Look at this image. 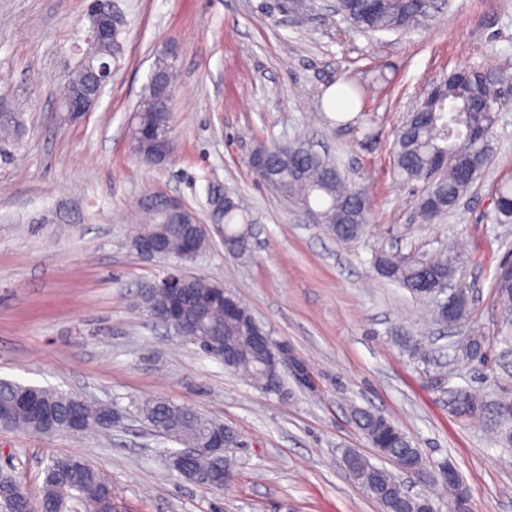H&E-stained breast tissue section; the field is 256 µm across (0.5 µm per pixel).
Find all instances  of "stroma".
<instances>
[{"instance_id":"35a3bbf8","label":"stroma","mask_w":512,"mask_h":512,"mask_svg":"<svg viewBox=\"0 0 512 512\" xmlns=\"http://www.w3.org/2000/svg\"><path fill=\"white\" fill-rule=\"evenodd\" d=\"M127 19L122 57L92 111L62 112L72 69L88 47L89 0H0V99L23 132L0 160V378L111 405L105 435L45 437L0 430V471L38 497L42 471L77 456L112 485L116 512H380L349 476L353 450L382 465L352 411L398 425L429 469L448 463L469 512H512V352L501 340L493 278L512 253V224L496 221L495 187L512 181V106L500 112L491 160L456 209L433 224L393 172L394 134L433 85L466 66L495 71L512 59V0H445L410 31L362 33L287 0H115ZM179 80L171 109L175 152L144 165L129 136L132 113L162 52ZM359 83L352 114L324 97ZM301 141L335 157L367 187L366 233L345 244L311 223L248 166L258 142ZM243 196L256 220L252 253L227 252L215 232L185 268L222 283L273 338L306 361L312 387L289 382L280 399L185 342L130 304L169 262L140 256L129 228L142 204L174 197L207 222L208 194ZM454 246L472 284L468 317L443 326L432 303L382 280L380 249L434 253ZM483 341L482 357L461 345ZM163 396L224 423L234 478L224 489L183 480L176 442L138 411Z\"/></svg>"}]
</instances>
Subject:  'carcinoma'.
Here are the masks:
<instances>
[{
  "mask_svg": "<svg viewBox=\"0 0 512 512\" xmlns=\"http://www.w3.org/2000/svg\"><path fill=\"white\" fill-rule=\"evenodd\" d=\"M338 15L351 28L360 32L411 30L433 17L439 8L434 0H339ZM126 20L120 14L114 20L112 42L95 50L99 57L122 54L121 35ZM512 82V67H500L491 78L475 69L461 67L441 82L440 95L448 108L436 106L407 114L397 130L394 144V169L398 178L408 184L431 178L429 192L418 200L420 212L427 223H434L448 213V202L460 199L479 179L491 156V135L502 106L497 86ZM93 85L92 69L87 58L79 60L71 78L68 94L85 91ZM138 123L145 130L157 128L173 132L170 100L159 99L146 88L140 95ZM22 131L21 113L0 112V152L19 141ZM256 151L264 154L267 165L257 168L256 176L277 183L281 194L316 207L322 215V225L343 242H353L367 229L371 199L365 189L349 184L336 166L325 156H297L288 144L262 142ZM224 207L209 208V215L224 227V244L233 254L245 256L251 252L253 219L248 205L238 196L220 192ZM497 220L512 222V184L503 183L496 190ZM156 232L164 241L168 254L174 256L185 249L187 229L175 222L161 223L157 206L147 209V222L136 234ZM378 276L420 296L423 276L427 272L445 273L457 264V257L440 251L427 255L403 254L399 251H379L372 259ZM212 282L196 277L183 297L185 308L201 316L206 324L224 336V350L238 358L233 370L243 373L260 391H265L263 368L255 352L253 333L249 329L251 312L239 305V318H224V306L212 301ZM497 301L502 307L503 326L512 327V266L499 268L495 275ZM26 384L0 379V427L26 430L53 436L64 430V423L79 415L82 425L76 430L108 432L102 415L106 407L93 403L77 393H66L37 387L36 400L30 404L17 401ZM141 415L159 434L187 447L204 444L214 428L221 423L199 411L176 404L162 397L144 400L139 405ZM355 420L367 439L376 435L382 424L381 414L357 409ZM422 459L418 448L405 433L393 446L390 460L406 466ZM360 479L382 490L378 504L380 512H421V502L413 499L395 477L357 456ZM223 463L200 456L193 469L201 475L219 473ZM78 501L85 512H113L112 487L84 460L62 456L47 464L42 490L37 501L43 509L67 512L68 502ZM33 501L15 479L0 475V507L7 512H31Z\"/></svg>",
  "mask_w": 512,
  "mask_h": 512,
  "instance_id": "carcinoma-1",
  "label": "carcinoma"
}]
</instances>
